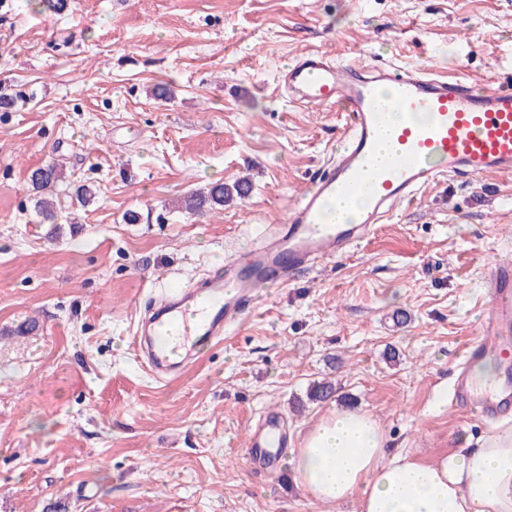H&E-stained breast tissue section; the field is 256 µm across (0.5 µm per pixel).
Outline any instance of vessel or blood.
Wrapping results in <instances>:
<instances>
[{
    "mask_svg": "<svg viewBox=\"0 0 512 512\" xmlns=\"http://www.w3.org/2000/svg\"><path fill=\"white\" fill-rule=\"evenodd\" d=\"M281 86L306 108L341 104L344 141L285 219L255 234L244 256L226 259L222 274L169 286L144 314L136 334L158 376L177 374L179 352L241 323L257 306L258 286L283 287L297 272L344 256L423 185L512 170L511 84L480 92L421 67L357 66L310 50L288 66ZM335 198L360 199L356 217L332 218L326 204ZM482 286L479 333L457 365L452 400L493 420L512 417V258L489 263ZM497 356L503 371L493 392L482 391L468 368ZM285 445L280 415L271 412L251 431L248 452L272 465Z\"/></svg>",
    "mask_w": 512,
    "mask_h": 512,
    "instance_id": "obj_1",
    "label": "vessel or blood"
}]
</instances>
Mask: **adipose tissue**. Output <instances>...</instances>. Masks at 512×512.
I'll use <instances>...</instances> for the list:
<instances>
[{"label":"adipose tissue","instance_id":"adipose-tissue-1","mask_svg":"<svg viewBox=\"0 0 512 512\" xmlns=\"http://www.w3.org/2000/svg\"><path fill=\"white\" fill-rule=\"evenodd\" d=\"M293 479L325 507L359 512H512V428L427 461L389 453L370 412L331 410L290 451Z\"/></svg>","mask_w":512,"mask_h":512}]
</instances>
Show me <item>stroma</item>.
<instances>
[{
    "instance_id": "1",
    "label": "stroma",
    "mask_w": 512,
    "mask_h": 512,
    "mask_svg": "<svg viewBox=\"0 0 512 512\" xmlns=\"http://www.w3.org/2000/svg\"><path fill=\"white\" fill-rule=\"evenodd\" d=\"M311 49L512 82V0H0V512H323L287 461L247 460L270 411L291 448L330 407L371 412L391 452L426 460L491 433L449 392L483 271L512 253V173L421 189L178 378L136 351L157 286L243 255L335 154L341 108L280 88ZM53 162L97 197L75 212L60 196L79 231L51 238L27 177ZM242 178L224 209L177 207ZM322 380L334 396L310 402Z\"/></svg>"
}]
</instances>
